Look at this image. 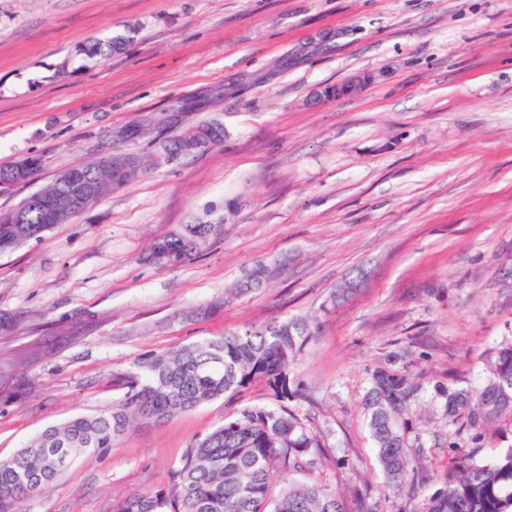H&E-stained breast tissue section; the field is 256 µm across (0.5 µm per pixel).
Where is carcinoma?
Returning <instances> with one entry per match:
<instances>
[{"label": "carcinoma", "mask_w": 512, "mask_h": 512, "mask_svg": "<svg viewBox=\"0 0 512 512\" xmlns=\"http://www.w3.org/2000/svg\"><path fill=\"white\" fill-rule=\"evenodd\" d=\"M124 45L125 38L117 35L86 45L83 54L107 59ZM53 226L48 204L31 212L27 224L0 223V253L42 238ZM217 228L185 224L155 242L150 255L168 250L186 260ZM316 330L307 317L286 318L149 356L125 380L127 392L120 405L49 426L13 455L0 458V512H14L17 501L51 485L76 456L112 447L133 421L168 419L237 394L256 381L266 382L276 397L288 398V364ZM410 393L406 380L386 372L374 375L369 393L370 436L396 492L412 472L396 424ZM26 394L24 380L0 372L1 404ZM462 412L484 431L512 415V345L496 351L478 387L448 392V417L455 419ZM318 447L317 435L287 407L244 410L195 441L172 472L168 488L134 495L114 512H350L339 490L327 484L292 480L276 486L285 474L312 468V450ZM59 448L66 454L61 466L52 458ZM443 480L444 488L430 498L426 512H512V446L500 449L488 462L462 455Z\"/></svg>", "instance_id": "obj_1"}]
</instances>
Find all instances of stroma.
<instances>
[{"mask_svg":"<svg viewBox=\"0 0 512 512\" xmlns=\"http://www.w3.org/2000/svg\"><path fill=\"white\" fill-rule=\"evenodd\" d=\"M116 35L122 53L81 54ZM211 119L221 144L163 158ZM143 122L150 135L116 140ZM114 149L142 158L137 178L0 254L13 320L0 352L50 348L17 367L30 393L0 406V458L119 405L149 355L291 317L320 328L288 368L287 401L256 382L134 422L15 512H112L168 487L225 417L283 403L323 446L312 479L351 512H422L456 455L512 445V417L481 438L447 409L512 344V0H0V165L41 159L0 210ZM184 224L219 230L179 265L146 261ZM259 261L269 283L226 299ZM357 267L360 287L332 301ZM379 371L413 387L402 431L426 482L410 497L367 427Z\"/></svg>","mask_w":512,"mask_h":512,"instance_id":"stroma-1","label":"stroma"}]
</instances>
